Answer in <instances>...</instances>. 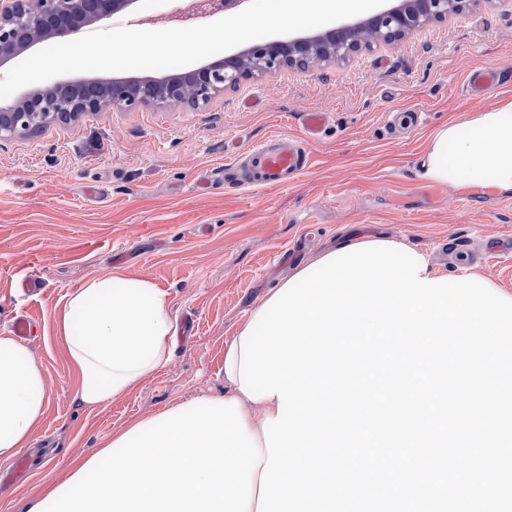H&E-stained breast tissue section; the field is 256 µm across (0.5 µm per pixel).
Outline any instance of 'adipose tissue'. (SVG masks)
Returning <instances> with one entry per match:
<instances>
[{
  "label": "adipose tissue",
  "instance_id": "adipose-tissue-1",
  "mask_svg": "<svg viewBox=\"0 0 512 512\" xmlns=\"http://www.w3.org/2000/svg\"><path fill=\"white\" fill-rule=\"evenodd\" d=\"M415 175L428 184L512 190V98L448 121L430 136ZM55 329L87 406L133 389L169 360L178 336L166 296L114 270L68 293ZM240 338L224 345V397L170 407L113 433L31 512H256L267 463L263 424L277 397L251 400L239 380ZM49 402L42 366L0 335V457L27 447Z\"/></svg>",
  "mask_w": 512,
  "mask_h": 512
}]
</instances>
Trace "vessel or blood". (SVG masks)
<instances>
[{"label": "vessel or blood", "mask_w": 512, "mask_h": 512, "mask_svg": "<svg viewBox=\"0 0 512 512\" xmlns=\"http://www.w3.org/2000/svg\"><path fill=\"white\" fill-rule=\"evenodd\" d=\"M499 80L500 74L496 67L476 68L471 74L468 91L471 95H480L484 88ZM325 121L324 113H308L303 138L274 137L247 150L239 157L234 168L238 183L262 187L288 185L309 167L308 145L315 139Z\"/></svg>", "instance_id": "vessel-or-blood-1"}]
</instances>
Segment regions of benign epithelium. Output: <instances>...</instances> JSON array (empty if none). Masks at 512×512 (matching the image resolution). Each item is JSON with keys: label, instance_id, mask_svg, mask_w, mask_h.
I'll list each match as a JSON object with an SVG mask.
<instances>
[{"label": "benign epithelium", "instance_id": "obj_1", "mask_svg": "<svg viewBox=\"0 0 512 512\" xmlns=\"http://www.w3.org/2000/svg\"><path fill=\"white\" fill-rule=\"evenodd\" d=\"M467 0H402L379 11L373 18L309 37L271 40L253 44L221 61L188 74L177 88L156 80L114 78L99 88L87 82L68 84L55 90L57 98L33 92L21 96L0 112V140L19 132H37L54 121L70 122L86 112L114 107L126 111L148 105L183 103L198 108L227 88L254 75L284 66L306 69L323 58L346 59L366 46L361 35L377 28L373 40L399 41L431 21H443L465 11ZM30 0H0V66L41 41L35 31L51 38H68L88 23L131 8L137 0H38L36 11Z\"/></svg>", "mask_w": 512, "mask_h": 512}]
</instances>
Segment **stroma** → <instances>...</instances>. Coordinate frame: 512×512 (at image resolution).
Masks as SVG:
<instances>
[{"label":"stroma","mask_w":512,"mask_h":512,"mask_svg":"<svg viewBox=\"0 0 512 512\" xmlns=\"http://www.w3.org/2000/svg\"><path fill=\"white\" fill-rule=\"evenodd\" d=\"M174 0H138L93 31L169 16ZM512 74V7L472 0L400 41L308 69L244 80L207 106L109 109L0 140V333L35 324L28 347L50 387L28 447L0 459V512H29L120 428L169 407L220 398L224 344L268 291L353 227L431 254L512 292V191L426 185L415 163L448 120L495 108L512 81L470 99L471 70ZM329 122L311 165L283 188L240 189L225 166L273 135ZM121 268L163 291L180 336L169 363L99 407L80 403L54 329L65 296ZM39 281L36 294L15 291Z\"/></svg>","instance_id":"stroma-1"}]
</instances>
